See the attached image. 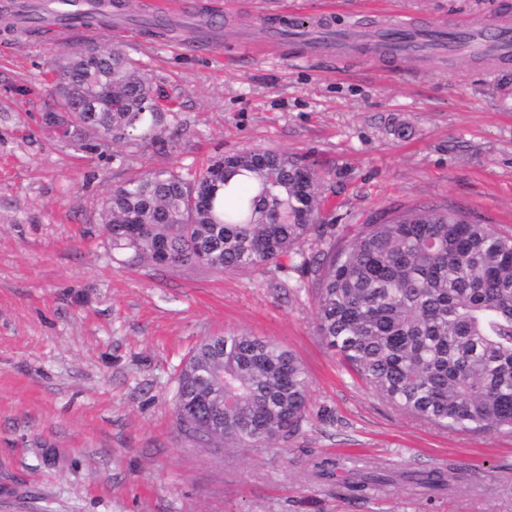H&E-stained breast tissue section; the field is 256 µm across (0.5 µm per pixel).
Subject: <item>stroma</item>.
Segmentation results:
<instances>
[{
	"label": "stroma",
	"mask_w": 512,
	"mask_h": 512,
	"mask_svg": "<svg viewBox=\"0 0 512 512\" xmlns=\"http://www.w3.org/2000/svg\"><path fill=\"white\" fill-rule=\"evenodd\" d=\"M217 22L103 32L152 77L160 142L48 127L49 60L62 43L16 35L0 15V512H512V433L421 422L350 374L317 333L315 277L302 255L223 274L127 265L94 216L114 186L157 168L192 173L258 149L318 171L337 237L397 209L453 210L512 235V67L470 56L306 57L248 49L290 11L364 28L512 16V0H212ZM245 333L292 350L307 418L284 448H199L178 432L177 376L209 336ZM345 468L443 464L455 491L397 484L362 500L315 477Z\"/></svg>",
	"instance_id": "stroma-1"
}]
</instances>
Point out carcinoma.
Here are the masks:
<instances>
[{
  "instance_id": "obj_1",
  "label": "carcinoma",
  "mask_w": 512,
  "mask_h": 512,
  "mask_svg": "<svg viewBox=\"0 0 512 512\" xmlns=\"http://www.w3.org/2000/svg\"><path fill=\"white\" fill-rule=\"evenodd\" d=\"M54 119L69 138H158L162 111L146 70L96 46L54 63ZM121 107L112 108V99ZM94 104L96 121L73 109ZM317 174L285 153L243 151L212 160L190 179L167 168L112 190L98 214L114 250L160 266L218 273L300 253L319 223ZM456 213L407 208L357 225L317 260V330L346 366L401 411L444 429L512 431V238ZM309 381L288 348L244 333L211 336L182 366L175 398L194 409L183 435L209 448L279 447L304 421ZM326 479L340 460L311 461ZM455 469H352L355 498L401 483L443 494Z\"/></svg>"
}]
</instances>
